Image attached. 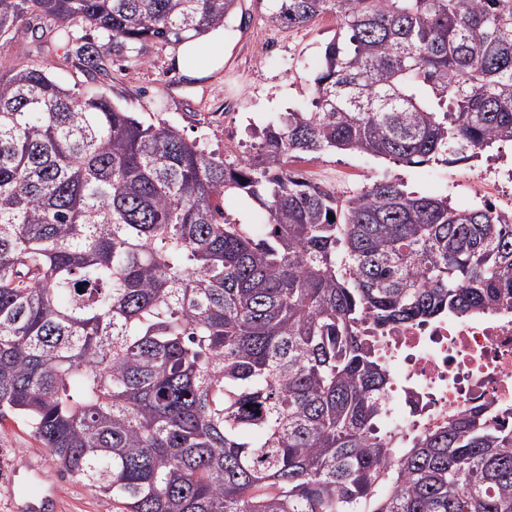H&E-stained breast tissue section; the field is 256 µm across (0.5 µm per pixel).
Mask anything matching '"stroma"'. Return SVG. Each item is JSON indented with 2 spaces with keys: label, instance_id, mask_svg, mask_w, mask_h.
Returning <instances> with one entry per match:
<instances>
[{
  "label": "stroma",
  "instance_id": "1",
  "mask_svg": "<svg viewBox=\"0 0 512 512\" xmlns=\"http://www.w3.org/2000/svg\"><path fill=\"white\" fill-rule=\"evenodd\" d=\"M265 0H240L224 27V64L189 73L177 64V47L152 44L141 57L115 58L103 89L123 110L149 123H164L196 140L206 151L230 148L252 154L253 131L281 113L310 107L314 78L336 22L324 15L304 27L270 26ZM494 166L512 167V143L496 144L488 157L409 166L393 160L339 151L296 163L313 183L352 194L369 178L390 177L421 196L448 197L456 207L475 205L471 178ZM60 492L57 512H114L111 497L60 475L51 457L20 423L0 424V512L50 489Z\"/></svg>",
  "mask_w": 512,
  "mask_h": 512
}]
</instances>
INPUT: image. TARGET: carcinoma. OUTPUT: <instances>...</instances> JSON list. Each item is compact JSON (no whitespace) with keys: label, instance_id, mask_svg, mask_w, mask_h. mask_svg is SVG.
<instances>
[{"label":"carcinoma","instance_id":"1","mask_svg":"<svg viewBox=\"0 0 512 512\" xmlns=\"http://www.w3.org/2000/svg\"><path fill=\"white\" fill-rule=\"evenodd\" d=\"M239 0H0L92 81ZM329 14L312 108L255 156L206 154L41 62L0 72V423L120 512H512V427L480 408L376 434L377 328L512 306V210L377 178L345 196L288 167L350 151L422 164L512 142V0H267ZM98 31L103 41L78 35ZM229 194L268 215L224 218ZM334 219H329L328 214Z\"/></svg>","mask_w":512,"mask_h":512}]
</instances>
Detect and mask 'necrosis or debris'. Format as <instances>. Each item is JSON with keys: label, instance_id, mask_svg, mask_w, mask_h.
Listing matches in <instances>:
<instances>
[{"label": "necrosis or debris", "instance_id": "necrosis-or-debris-1", "mask_svg": "<svg viewBox=\"0 0 512 512\" xmlns=\"http://www.w3.org/2000/svg\"><path fill=\"white\" fill-rule=\"evenodd\" d=\"M391 384L392 428L414 436L449 413L487 408L490 421L512 410V309L474 317L444 315L389 329L380 337Z\"/></svg>", "mask_w": 512, "mask_h": 512}]
</instances>
